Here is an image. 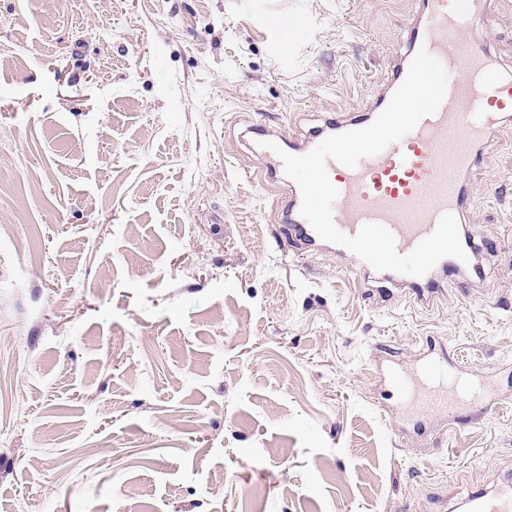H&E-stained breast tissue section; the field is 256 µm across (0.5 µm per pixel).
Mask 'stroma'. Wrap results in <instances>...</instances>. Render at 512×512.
<instances>
[{
  "mask_svg": "<svg viewBox=\"0 0 512 512\" xmlns=\"http://www.w3.org/2000/svg\"><path fill=\"white\" fill-rule=\"evenodd\" d=\"M512 65V0H487ZM293 17L285 35L275 18ZM412 0H0V512H448L512 474L499 413L421 438L371 345L512 360V115L462 181L495 240L433 309L282 249L249 128L387 94Z\"/></svg>",
  "mask_w": 512,
  "mask_h": 512,
  "instance_id": "35a3bbf8",
  "label": "stroma"
}]
</instances>
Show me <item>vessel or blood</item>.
Here are the masks:
<instances>
[{"instance_id": "vessel-or-blood-1", "label": "vessel or blood", "mask_w": 512, "mask_h": 512, "mask_svg": "<svg viewBox=\"0 0 512 512\" xmlns=\"http://www.w3.org/2000/svg\"><path fill=\"white\" fill-rule=\"evenodd\" d=\"M487 0H418L420 21L410 29L409 53L419 49L438 59L448 74L446 96L434 115L381 153L363 158L355 168L328 161L327 170L339 196L333 206L336 227L352 236L368 223L386 227L395 237L399 253H410L434 232L444 214L462 217L469 203L461 177L475 166L481 148L506 115L512 113V72L503 69L486 50L487 33L471 27L485 16ZM288 242L293 253L324 249L345 255V248L320 239L310 223L299 215L300 196L288 202ZM467 261L445 258L421 277L393 272H374L361 264L363 281L378 279L408 288L428 307L443 295L439 274L461 275L465 290L483 277L477 262L480 252L491 251V242L460 228ZM376 370L380 383L408 409L414 429H422L433 412L457 421V404H465L469 418L495 413L496 399L487 397L488 382L467 371L463 356L452 342L426 338L415 366L398 360L390 348L377 346ZM461 512H512V480L469 494Z\"/></svg>"}]
</instances>
